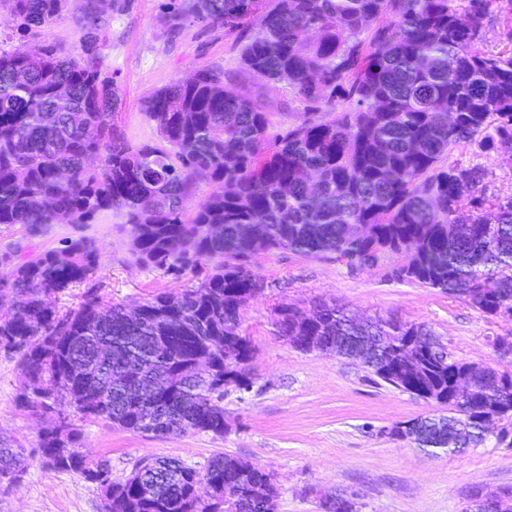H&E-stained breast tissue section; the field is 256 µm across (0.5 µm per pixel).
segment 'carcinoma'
I'll return each mask as SVG.
<instances>
[{
    "label": "carcinoma",
    "instance_id": "1",
    "mask_svg": "<svg viewBox=\"0 0 512 512\" xmlns=\"http://www.w3.org/2000/svg\"><path fill=\"white\" fill-rule=\"evenodd\" d=\"M66 2L0 0V9L17 29L36 31ZM505 8L512 0H168L160 15L168 30L192 16L233 31L258 15L240 36V72L287 85L303 117L273 131L261 96L228 91L224 71L205 67L144 102L158 141L138 148L114 122L118 88L102 76L92 35L108 21L95 0L81 7L79 24L89 30L82 55L47 44L0 49V224L37 236L115 209L145 266L180 280L204 260H221L200 283L131 311L102 307L90 288L61 312L51 299L100 269L92 238H68L21 263L13 252L0 255L11 266L0 277V352L18 358L20 404L55 420L40 439L43 461L96 484L103 512H224L226 495L239 512H276L273 475L226 454L201 470L146 458L116 483L70 419L73 412L154 437L224 435V386L252 387L240 309L265 287L252 264L260 253L330 252L351 270L403 254L398 277L488 318L512 312V196L488 219L484 171L448 163L465 142L512 148V50L477 47L482 20ZM336 100L341 110L314 116ZM90 155L101 164L89 166ZM200 177L211 185L202 199ZM295 316L279 309L280 336L354 344V320L339 309L320 306L307 330ZM372 329L431 335L407 322L378 320ZM470 368L426 352L407 371L389 345L371 374L448 408L440 445L451 453L462 428L460 444L486 442L481 416L512 398L489 368L471 379L468 399H451L453 379ZM25 470L23 449L1 439L0 477L13 485Z\"/></svg>",
    "mask_w": 512,
    "mask_h": 512
}]
</instances>
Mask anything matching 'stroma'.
<instances>
[{"mask_svg": "<svg viewBox=\"0 0 512 512\" xmlns=\"http://www.w3.org/2000/svg\"><path fill=\"white\" fill-rule=\"evenodd\" d=\"M126 2L125 11L99 31L98 43L107 73L120 90L115 122L131 146L156 139L142 102L203 66L224 69L228 88L239 94H262L276 129L298 123L302 106L291 89L239 75L236 33L191 19L169 34L159 22L164 0ZM81 3L69 0L50 25L24 35L1 9L0 47L50 44L81 54ZM449 160L484 169L488 200L512 196V152L463 143ZM79 232L93 238L101 253L94 284L104 304L133 306L191 284L190 278L176 280L139 264L130 251V227L113 211L99 214L83 230L54 224L33 238L21 225H0V254L17 246L33 253L54 250ZM403 261L398 255L352 271L327 254H259L253 265L266 287L240 310V330L254 347L253 387L225 393L223 435L188 432L155 439L103 420L78 418L74 424L84 445L108 461L116 482L150 457L175 458L198 469L220 453L242 458L273 474L279 487L276 512H322L320 501L335 493L351 494L354 512H465L474 488L512 487V443L492 439L457 453L428 454L391 430L441 414L440 406L387 385L336 353L299 351L275 331L281 307L308 314L325 303L362 321L425 325L455 358L512 371V357L502 358L494 349L496 337L512 336V320L485 317L448 293L393 277L392 268ZM19 378L17 360L0 353V436L14 440L28 456L20 482L0 487V512H102L95 484L42 461L37 448L50 422L19 405Z\"/></svg>", "mask_w": 512, "mask_h": 512, "instance_id": "obj_1", "label": "stroma"}]
</instances>
